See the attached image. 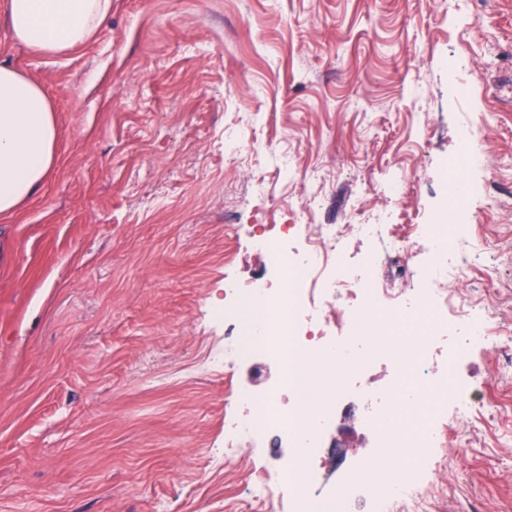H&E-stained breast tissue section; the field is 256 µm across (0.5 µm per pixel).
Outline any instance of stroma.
I'll use <instances>...</instances> for the list:
<instances>
[{
	"label": "stroma",
	"instance_id": "35a3bbf8",
	"mask_svg": "<svg viewBox=\"0 0 512 512\" xmlns=\"http://www.w3.org/2000/svg\"><path fill=\"white\" fill-rule=\"evenodd\" d=\"M0 58L61 132L51 177L0 218V512H293L249 498L279 450L240 446L236 393L277 368L211 365L235 333L217 300L265 270L260 225L313 183L317 223H425L460 127L490 162L472 186L512 189V0H112L66 54L0 22ZM372 168L421 180L390 199ZM459 229L491 259L462 295L485 289L512 333V204ZM456 373L500 406L466 455L429 459L421 512H512V365L474 345Z\"/></svg>",
	"mask_w": 512,
	"mask_h": 512
}]
</instances>
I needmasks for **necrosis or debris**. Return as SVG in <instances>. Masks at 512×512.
<instances>
[{"instance_id":"necrosis-or-debris-1","label":"necrosis or debris","mask_w":512,"mask_h":512,"mask_svg":"<svg viewBox=\"0 0 512 512\" xmlns=\"http://www.w3.org/2000/svg\"><path fill=\"white\" fill-rule=\"evenodd\" d=\"M320 201L319 188H312L300 223L280 225L275 236L264 237L270 276L224 289V311L240 324L224 344L225 358L260 357L279 370L262 392L249 386L238 392L244 407L235 421L238 438L271 439L284 450L274 481L254 475L248 493L271 504L279 489H288L298 512H323L329 500L351 512L366 498L375 501V512H417L427 489L415 469L447 439L463 443L477 408L494 404L489 397L466 401L450 428L440 425L442 404L457 394L456 356L439 350L440 340L452 330L463 342L476 340L507 355L512 337L460 301L457 288L481 253L460 244L455 225H429L422 237L407 229L391 233L386 224H318ZM422 256L435 266L422 287L387 288L381 268L394 264L403 275L406 262ZM381 358L415 374L421 398L414 412L392 422L385 405L364 402L358 424L381 452L356 463L330 495H322L326 480L318 462L342 381ZM300 367L307 370L302 392L292 383ZM279 399L287 401V412L275 408Z\"/></svg>"}]
</instances>
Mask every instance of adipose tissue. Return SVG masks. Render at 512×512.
Masks as SVG:
<instances>
[{
    "mask_svg": "<svg viewBox=\"0 0 512 512\" xmlns=\"http://www.w3.org/2000/svg\"><path fill=\"white\" fill-rule=\"evenodd\" d=\"M111 10L112 0H7L5 16L15 42L58 54L82 46ZM57 140L41 84L0 61V216L48 180Z\"/></svg>",
    "mask_w": 512,
    "mask_h": 512,
    "instance_id": "ef3b65f1",
    "label": "adipose tissue"
}]
</instances>
